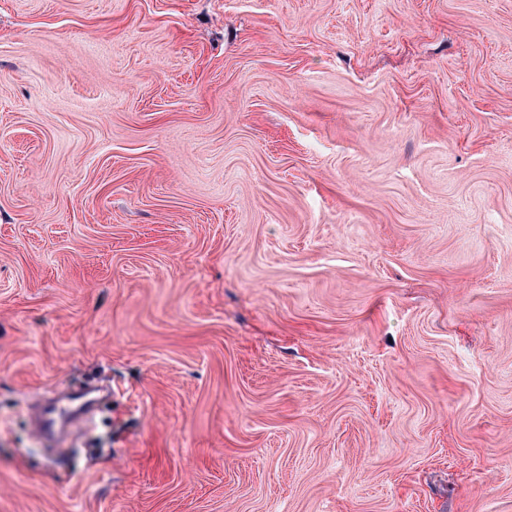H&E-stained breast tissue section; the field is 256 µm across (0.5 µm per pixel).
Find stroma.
<instances>
[{
	"instance_id": "obj_1",
	"label": "stroma",
	"mask_w": 512,
	"mask_h": 512,
	"mask_svg": "<svg viewBox=\"0 0 512 512\" xmlns=\"http://www.w3.org/2000/svg\"><path fill=\"white\" fill-rule=\"evenodd\" d=\"M0 512H512V0H0ZM68 406L61 408L57 403L44 402L34 412L33 427L43 440L59 446L69 427L84 424L87 414L93 407L94 400L85 389L70 391Z\"/></svg>"
}]
</instances>
